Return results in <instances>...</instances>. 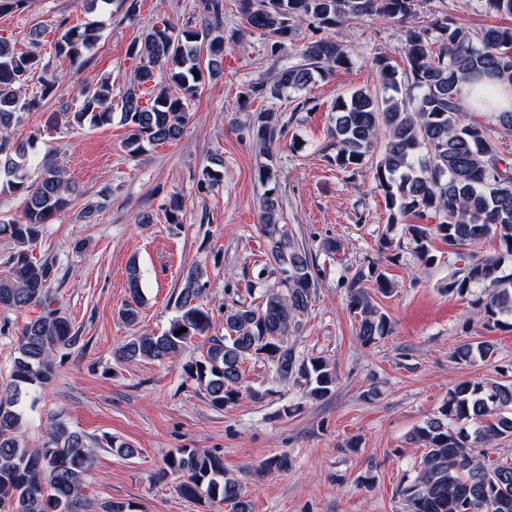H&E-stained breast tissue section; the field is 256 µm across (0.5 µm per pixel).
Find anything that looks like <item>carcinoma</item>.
Instances as JSON below:
<instances>
[{
    "label": "carcinoma",
    "instance_id": "1",
    "mask_svg": "<svg viewBox=\"0 0 512 512\" xmlns=\"http://www.w3.org/2000/svg\"><path fill=\"white\" fill-rule=\"evenodd\" d=\"M237 2L249 25L267 36L274 53L287 46L305 20L321 28L366 17L406 22L416 20L418 6V0ZM477 3L486 14L512 17V0ZM98 38L99 28L93 24L60 30L54 42L56 57L73 65ZM201 39L207 42L210 57L206 70L213 75L224 60V39L211 36L208 28L181 31L164 19L130 47V56L139 65L120 95V122L127 127L124 147L129 155L182 137L190 118L188 104L204 81ZM509 47L512 27L466 28L448 15L427 26L414 25L407 30L401 62L383 56L374 59L377 89H359L336 100L330 130L336 147L333 161L345 172H356L374 155L376 143L385 140L374 179L391 211L390 223L428 212L439 219L433 228L406 225L421 262H434L433 235L460 249L475 247L487 237L498 242L501 255L471 258L446 284L450 295L484 289L474 300L476 314L496 326L512 319V273L502 271L503 257H512V160L498 154L493 136L512 133V112L494 113L486 126L466 123L460 86L482 76L512 84V55L504 53ZM299 57L300 62L281 69L271 85L262 83L253 91L278 100L287 91L305 90L315 76L324 77L349 62L347 51L325 39L305 43ZM40 63L39 55L19 51L0 36V173L12 190L24 196L19 217L0 219V237L16 245L3 259L7 274L0 277V310L40 308V314L23 325L10 382L0 388V512H85L84 477L93 459L86 436L63 422L51 425L49 439L40 448L28 447L19 435L24 400L55 379L54 352L75 342L69 320L55 306L53 265L36 259L29 250L43 226L67 209L75 188L54 155L48 152L36 163L10 137L23 115L37 109L40 99L54 89L55 79L45 78L40 97L22 95ZM112 99L108 81L87 87L81 91L78 110L63 113L65 122L110 125ZM283 132L281 113L268 109L254 115L250 133L264 156L258 180L267 186L260 201V224L270 243L268 264L283 275L287 293H267L256 307L244 301L234 303L224 312V335L209 337L205 354L185 366L186 375L218 409L238 399L244 382L242 364L249 357L270 361L282 379H299L315 400L327 397L336 385V371L326 358L300 361L287 344L296 316L308 311L314 264L280 224L279 202L275 189L269 187L276 178L272 144ZM223 169L222 160L212 161L201 189L223 181ZM203 276L198 268L183 274L174 300L177 315L168 328L131 337L118 349L119 357L173 361L196 338L206 335L212 315L201 303L206 290ZM369 276L380 292L387 293L391 287L385 272L375 267L367 274L355 273L349 282L348 305L364 346L388 332L386 315L363 285ZM127 281L131 301L119 315L134 325L142 301L134 261L128 266ZM181 328L185 332L175 335ZM492 354L490 343L477 341L458 345L453 356L470 362ZM504 436H512L511 382L464 380L451 388L437 411L410 436L424 452L417 475L399 489L404 512H512V461L487 465L479 458L480 448ZM164 464L170 473L183 477L182 497L196 499L204 494L231 505L233 512H251L243 500L242 484L225 476L220 457L200 448H177Z\"/></svg>",
    "mask_w": 512,
    "mask_h": 512
}]
</instances>
